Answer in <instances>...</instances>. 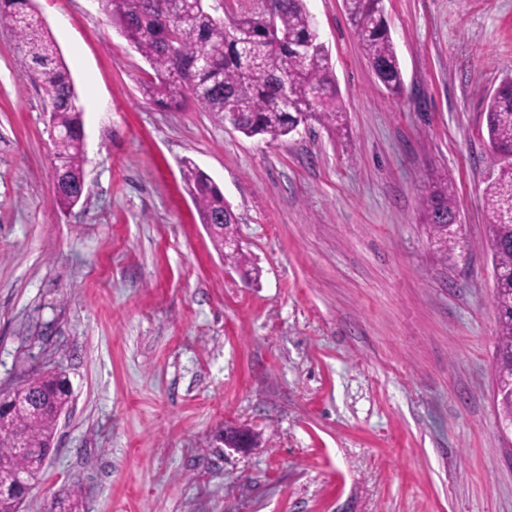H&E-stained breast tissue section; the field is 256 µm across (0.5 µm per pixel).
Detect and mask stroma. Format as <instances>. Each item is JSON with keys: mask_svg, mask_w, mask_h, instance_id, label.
Returning a JSON list of instances; mask_svg holds the SVG:
<instances>
[{"mask_svg": "<svg viewBox=\"0 0 512 512\" xmlns=\"http://www.w3.org/2000/svg\"><path fill=\"white\" fill-rule=\"evenodd\" d=\"M83 109L85 191L52 203L43 92L0 26V390L72 389L19 512H512L494 402L486 106L512 0H385L404 75L377 81L342 0H308L349 135L248 137L142 89L99 0H34ZM224 192L255 278L225 264L180 174ZM454 185L440 261L419 198ZM246 428L253 447L224 445Z\"/></svg>", "mask_w": 512, "mask_h": 512, "instance_id": "stroma-1", "label": "stroma"}]
</instances>
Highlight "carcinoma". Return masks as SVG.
<instances>
[{"label": "carcinoma", "mask_w": 512, "mask_h": 512, "mask_svg": "<svg viewBox=\"0 0 512 512\" xmlns=\"http://www.w3.org/2000/svg\"><path fill=\"white\" fill-rule=\"evenodd\" d=\"M224 0H103L124 39L149 64L144 91L155 102L180 110L193 103L218 120L237 115V129L248 137L275 141L314 121L333 134L346 129L345 112L328 49L320 41L306 0H267L259 11L219 16ZM345 12L378 82L391 94L404 89L403 72L382 0H343ZM0 25L14 33L17 62L45 93L55 167V203L74 206L84 191L82 109L57 46L36 15L33 0H0ZM487 135L504 161L485 192L492 215L490 245L499 291L498 375L512 374V81L489 98ZM181 178L203 224L228 264L251 273L243 250L224 251V238L236 235L237 215L215 181L190 158L181 162ZM421 206L441 255L455 238L448 225L457 219L455 190L448 179H435ZM69 382L61 372L36 374L16 391L45 397V408L16 414V426L29 446L51 449L57 425L55 409L70 401ZM0 456L27 466L15 455L13 437L0 434Z\"/></svg>", "instance_id": "carcinoma-1"}]
</instances>
